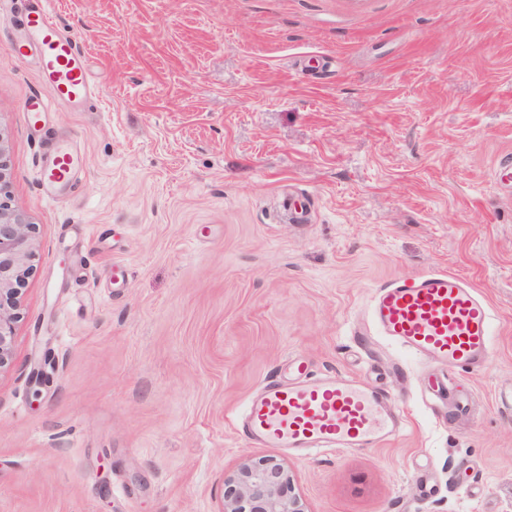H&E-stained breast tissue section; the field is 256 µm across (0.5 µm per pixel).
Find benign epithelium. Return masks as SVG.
<instances>
[{"label": "benign epithelium", "mask_w": 512, "mask_h": 512, "mask_svg": "<svg viewBox=\"0 0 512 512\" xmlns=\"http://www.w3.org/2000/svg\"><path fill=\"white\" fill-rule=\"evenodd\" d=\"M7 149L0 132V369L12 360L20 318V286L32 271L37 225L6 194ZM224 512H306L291 478L274 457L246 461L225 482Z\"/></svg>", "instance_id": "1"}]
</instances>
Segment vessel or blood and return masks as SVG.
Masks as SVG:
<instances>
[{"label": "vessel or blood", "mask_w": 512, "mask_h": 512, "mask_svg": "<svg viewBox=\"0 0 512 512\" xmlns=\"http://www.w3.org/2000/svg\"><path fill=\"white\" fill-rule=\"evenodd\" d=\"M12 52L36 57L41 78L57 100L79 108L92 96L84 55L75 36L62 31L48 8L35 7ZM83 167L73 147L46 153L40 187L60 199ZM368 315L375 331L437 368H469L490 355L492 310L457 276L435 271L397 279L378 287ZM294 379H270L251 394L234 427L258 444L299 455L324 450L375 448L396 437L404 418L384 390L336 372L308 376L292 362Z\"/></svg>", "instance_id": "obj_1"}]
</instances>
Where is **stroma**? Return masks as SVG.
<instances>
[{
    "label": "stroma",
    "mask_w": 512,
    "mask_h": 512,
    "mask_svg": "<svg viewBox=\"0 0 512 512\" xmlns=\"http://www.w3.org/2000/svg\"><path fill=\"white\" fill-rule=\"evenodd\" d=\"M48 2L96 99L54 102L12 55L14 0L0 132L38 239L0 370V512H222L225 479L270 455L307 512H512V0ZM63 142L84 165L51 201ZM429 271L493 310L492 356L456 377L466 417H434L423 359L352 334L377 287ZM288 359L390 391L404 431L251 443L229 417ZM82 167L83 157L77 150L70 145H56L44 156L40 178L41 190L48 198L60 199Z\"/></svg>",
    "instance_id": "obj_1"
}]
</instances>
